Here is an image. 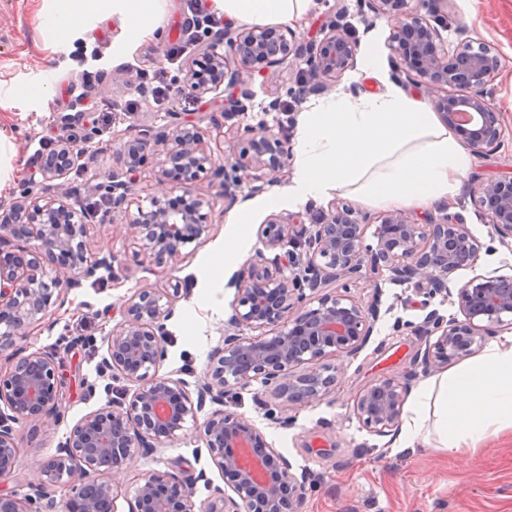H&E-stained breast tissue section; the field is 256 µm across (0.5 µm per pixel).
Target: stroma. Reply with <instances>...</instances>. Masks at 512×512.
<instances>
[{
    "instance_id": "35a3bbf8",
    "label": "stroma",
    "mask_w": 512,
    "mask_h": 512,
    "mask_svg": "<svg viewBox=\"0 0 512 512\" xmlns=\"http://www.w3.org/2000/svg\"><path fill=\"white\" fill-rule=\"evenodd\" d=\"M45 7V0H0V129L11 135L17 152L13 184L9 191L0 193V202L9 204L19 197L33 171L31 162L38 140L45 134L66 137L93 127L91 144L96 160L89 167H75L69 179L74 191L71 205L87 212L95 199L83 193L84 184L93 177H111L118 167L115 137H135L144 124L164 128L173 112L185 120L211 113L215 121L206 130L205 147L215 166L192 180L191 187L209 199L212 229L203 242L183 247L172 268L162 270L136 258L134 241L116 231L112 223L90 225L91 256H115L114 267L99 269L95 277L83 280L69 292L67 303L52 309L22 341L30 351H60L69 388L68 417L52 429L34 422L20 425V464L10 477L0 479L2 495L26 494L31 461L54 456L81 416L118 404L133 392V383L107 370L106 339L120 321L126 299L140 288L150 285L164 290L174 284L180 288L176 315L167 324V358L160 374L190 382L202 376L210 351L222 341L224 315L234 291L224 289L222 305L212 306L206 299L208 288L200 271L223 245L224 226L236 209L250 207L254 221L239 230L243 253L225 268L224 276L232 278L246 268L256 257L258 226L268 215L259 206V195L251 194L246 183L235 190L236 207H226L214 169L229 158L233 137L243 124L262 121L273 133L296 138L300 114L312 101L310 95L295 94L296 77L305 69L301 61L284 69L276 83L254 81L248 112L223 117L221 101L212 94L198 103L188 101L186 94L173 87L180 67L169 65L164 56L166 45L182 37L188 16L186 0H168L154 35L125 58L112 53L115 29L108 19L68 41L47 43L41 33ZM369 15L367 0H321L318 8L292 29L300 41L309 42L321 39V29L329 21L350 25L361 45L378 43L386 64H393L391 26L381 20L373 30H366L364 20ZM425 15L448 47L467 37L485 42L504 58L505 65L489 93L502 116L501 141L497 147L473 155L472 166L449 207L465 217L485 246L476 269L457 271L455 280H468L476 271L512 274V251L493 246L491 228L477 204L482 181L512 176V0H454L448 8L440 0H430ZM135 64L164 70L172 90L162 105L141 94L139 80L131 70ZM89 71L94 74L90 80L85 77ZM118 71L123 74L119 85L113 82ZM44 78L53 85L45 100L28 103L4 94L10 86ZM83 91L92 100L100 96L110 101L133 98L137 106L107 121L86 117L75 128L62 126L60 116L68 113L74 97ZM273 100L291 101L293 107L288 112L268 110ZM379 297L389 312L382 315L369 343L359 353L333 361L337 368L335 394L316 403L291 406L284 412L288 425L264 429L267 441L311 484L303 512H512V438L494 437L475 454L452 456L422 444L398 447L396 437L372 435L354 417L353 404L360 390L376 380L405 374L424 346L414 333L427 313L423 296L415 294L411 286L387 284ZM83 320L93 322L94 341L63 347L62 337L73 335ZM170 472L194 483V501L199 506L208 499V483L225 482L198 430L190 427L152 453L138 451L129 458L115 477V512H127V500L146 474Z\"/></svg>"
}]
</instances>
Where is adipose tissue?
<instances>
[{"instance_id":"ef3b65f1","label":"adipose tissue","mask_w":512,"mask_h":512,"mask_svg":"<svg viewBox=\"0 0 512 512\" xmlns=\"http://www.w3.org/2000/svg\"><path fill=\"white\" fill-rule=\"evenodd\" d=\"M167 0H53L42 16L49 43L70 39L90 20L120 24L113 45L129 54L153 35ZM225 22L291 23L311 13L314 0H210ZM472 158L418 94L385 82L383 90L335 92L301 115L291 184L262 205L299 206L338 194L370 208L423 212L454 197ZM512 433V336L491 341L458 367L423 380L400 425V445L420 444L451 455Z\"/></svg>"}]
</instances>
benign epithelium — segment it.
<instances>
[{
  "instance_id": "1",
  "label": "benign epithelium",
  "mask_w": 512,
  "mask_h": 512,
  "mask_svg": "<svg viewBox=\"0 0 512 512\" xmlns=\"http://www.w3.org/2000/svg\"><path fill=\"white\" fill-rule=\"evenodd\" d=\"M373 13L392 26L391 49L407 80L422 85L444 124L473 153L500 142L501 114L490 104L487 87L503 67L489 45L467 43L449 49L411 0H368ZM218 41H205L211 67L202 76L186 70L177 84L199 97L235 89L227 109L247 111L252 76L275 83L290 62L302 59L309 81L306 91L324 95L354 68L360 41L344 25L326 27L319 42L303 44L288 29L252 26L230 30ZM205 130L176 121L163 135L149 125L130 139L117 140L120 170L84 187L109 205L112 223L139 245L157 268L174 264L183 246L208 237L211 224L204 209L210 202L189 187V180L212 165L204 148ZM164 145L159 179L170 182L165 195L147 210L128 215L133 175L143 155ZM293 157L285 136L263 122L237 131L231 158L218 175L227 192L247 178L257 184L283 172ZM94 155L60 139L39 156L34 168L37 190L0 213V476L14 473L20 448L17 425L24 421L55 427L64 420L65 382L55 351H32L17 345L68 291L95 274L100 262L88 263V215L67 199V177ZM479 205L492 224V238L512 246V179L481 184ZM364 218L349 208L318 219L294 222L271 214L258 229V259L235 275L231 314L224 339L209 354L210 364L191 393L189 384L157 371L167 356V322L175 316L178 289L163 293L139 289L125 302L123 321L106 340V363L123 379L138 384L126 403L103 407L80 418L69 430L58 455L32 464L30 492L0 495V512H53V487L71 488L67 512H112L117 474L135 450L147 454L172 441L191 422L204 440L215 466L229 477L228 488L211 487L222 503L211 512H301L306 477L297 476L286 456L272 448L251 420L224 409V400L259 379L279 408L316 403L336 387V367L326 359L358 353L370 340L380 318L379 300L365 304L328 291L354 277L388 274L397 284L412 283L430 300L451 299L459 315L448 319L431 310L420 329L424 349L415 368L432 374L475 353L496 329L512 327V275L476 274L465 282L449 280L476 266L482 244L459 213L442 210L424 224L403 210L386 212L377 225L375 246L363 248ZM36 244H31V241ZM273 257L268 258L266 254ZM320 294L317 304L305 290ZM253 335L244 336L243 331ZM410 378H385L365 387L353 406L360 423L378 436L398 430ZM206 413L199 418L200 413ZM192 488L175 473L150 474L136 486L128 512H192Z\"/></svg>"
}]
</instances>
